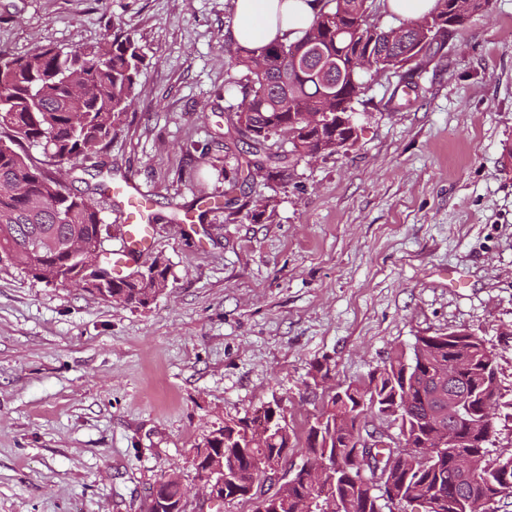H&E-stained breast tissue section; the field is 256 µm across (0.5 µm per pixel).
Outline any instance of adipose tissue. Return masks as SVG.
<instances>
[{
    "mask_svg": "<svg viewBox=\"0 0 512 512\" xmlns=\"http://www.w3.org/2000/svg\"><path fill=\"white\" fill-rule=\"evenodd\" d=\"M318 8L317 0H236L231 37L250 47L289 41L309 24Z\"/></svg>",
    "mask_w": 512,
    "mask_h": 512,
    "instance_id": "adipose-tissue-1",
    "label": "adipose tissue"
}]
</instances>
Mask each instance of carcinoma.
Wrapping results in <instances>:
<instances>
[{
    "mask_svg": "<svg viewBox=\"0 0 512 512\" xmlns=\"http://www.w3.org/2000/svg\"><path fill=\"white\" fill-rule=\"evenodd\" d=\"M491 0H436V7L418 20H401L403 37L391 42L387 31L370 21L367 0H325L302 35L294 41L272 42L248 48L235 46L232 61L245 71L244 81L231 80L224 91L237 92L242 105L227 113L224 138L242 144L244 163L234 169L231 189L250 185L255 172L265 179L283 178L287 158L270 139L288 135L294 154L303 157L335 154L343 143L356 142L354 103L361 94L358 55L369 58L377 74L398 78L408 89L417 87L398 70L412 62V71L443 57L448 35L463 27L476 12L489 9ZM142 58L128 37L117 35L105 45H82L64 51L51 45L34 47L28 54L11 57L0 52V257L27 272L45 262L47 251L76 241L100 238L103 219L98 198L110 197V183L101 181L92 193L76 194L44 167L35 163L24 147H40L57 163L90 160L107 147L112 132L132 106L141 74ZM100 249L70 264L77 277L87 269L112 273V259H102ZM151 275L135 279L129 274L115 279L122 304L149 305L167 282L168 267L161 259L151 264ZM459 332L419 336L413 356L397 354L365 381L340 386L305 432L303 444L288 425L278 400L252 417L224 425V497H248L259 463L288 460L282 453L300 452L302 458L345 453L344 422L364 414L398 423L397 440L374 443V456L391 457V448L405 452L388 472L400 500L423 503L432 492L452 501L457 497H512V449L487 456L486 445L494 425H457L448 417V389L436 392L434 375L460 371L452 385L473 394L471 407L480 413L497 390L495 360L485 340L477 335L457 341ZM441 428L459 445L456 452L471 457L467 478L448 450L429 459L417 451L429 432ZM335 492L353 505L343 512H381L375 485L359 475L336 473ZM309 493L300 481L283 483L273 493L274 504L265 512H297V501Z\"/></svg>",
    "mask_w": 512,
    "mask_h": 512,
    "instance_id": "1",
    "label": "carcinoma"
}]
</instances>
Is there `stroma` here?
Instances as JSON below:
<instances>
[{
    "label": "stroma",
    "instance_id": "obj_1",
    "mask_svg": "<svg viewBox=\"0 0 512 512\" xmlns=\"http://www.w3.org/2000/svg\"><path fill=\"white\" fill-rule=\"evenodd\" d=\"M234 22L235 0H0L12 56L138 45L111 143L49 170L74 191L135 179L153 237L131 268L168 265L153 302L123 307L0 262V512H145L167 474L185 512H252L204 502L195 448L276 399L304 433L334 388L453 330L493 346L488 451L512 448V0L455 31L416 93L362 72L357 142L255 177L225 213L212 140L241 101Z\"/></svg>",
    "mask_w": 512,
    "mask_h": 512
}]
</instances>
